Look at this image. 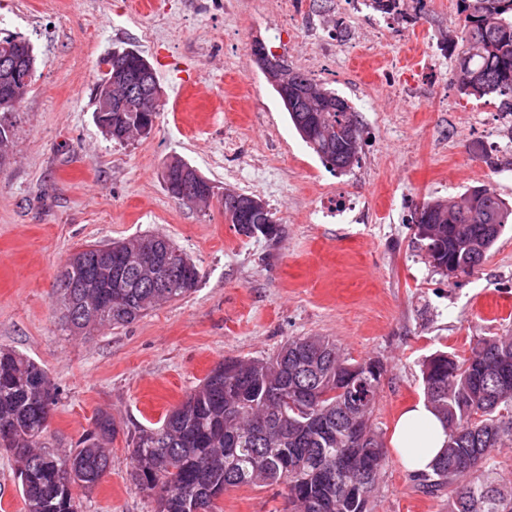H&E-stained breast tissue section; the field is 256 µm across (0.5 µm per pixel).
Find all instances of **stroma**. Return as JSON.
<instances>
[{"mask_svg":"<svg viewBox=\"0 0 512 512\" xmlns=\"http://www.w3.org/2000/svg\"><path fill=\"white\" fill-rule=\"evenodd\" d=\"M275 0H0V33L29 40L36 76L20 103L17 146L0 167V346L48 370L60 389L46 439L64 452L109 412L112 466L81 512H154L128 479V433L155 428L218 363L265 358L289 338L336 340L356 361L385 366L373 424L389 439L400 410L423 396L421 367L442 351L469 356L479 336L512 335V231L472 272L429 262L412 218L425 202L486 185L512 206V117L491 98L459 94L453 61L420 57L458 23L457 0H430L415 24L338 0H302L280 35ZM341 23L329 33L326 21ZM262 41L345 98L361 124L360 162L335 172L301 140L245 46ZM141 50L164 103L153 133L117 144L94 120L97 62ZM406 78L416 91L388 87ZM240 145L224 156L225 137ZM177 156L215 187L209 208L165 190ZM258 192L281 225L269 244L224 217L225 192ZM356 206L328 217L325 194ZM144 233L169 237L196 264L197 287L125 326L66 329L58 274L69 254ZM372 512H449L419 491L395 454ZM216 512H289L284 486L233 488Z\"/></svg>","mask_w":512,"mask_h":512,"instance_id":"35a3bbf8","label":"stroma"}]
</instances>
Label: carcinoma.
<instances>
[{
    "instance_id": "obj_1",
    "label": "carcinoma",
    "mask_w": 512,
    "mask_h": 512,
    "mask_svg": "<svg viewBox=\"0 0 512 512\" xmlns=\"http://www.w3.org/2000/svg\"><path fill=\"white\" fill-rule=\"evenodd\" d=\"M369 8L407 23L426 15V0H369ZM460 23L446 40L454 56L452 82L460 94L490 97L512 116V0H459ZM11 54L17 69L0 70V94L10 84L18 98L33 81L35 54L29 41L0 37V55ZM135 49L107 52L100 63L141 73L143 92L126 98L111 112L109 140L125 143L124 132L155 117L149 98L157 84L154 70L143 66ZM270 84H288L285 110L302 140L330 169L346 171L358 163L350 146L361 144L355 111L335 91L299 70L267 77ZM476 223H464L458 202L436 201L443 222L431 224L435 259L462 272L472 271L512 224V207L487 186L471 188ZM271 211H243L244 236L272 242L283 229L269 224ZM465 232L454 233L455 225ZM168 237L144 234L124 240L126 252L162 248ZM106 254L94 245L72 253L58 278L61 297L69 304L68 329L97 324L125 325L156 305L184 297L199 282L196 266L169 260V287L153 288L124 257L112 253V267L125 269L129 288L88 284L99 276ZM376 359L351 361L328 336H300L273 356L228 358L164 418L155 429H141L129 438L130 484L152 498L154 512H214L216 500L229 488L283 484L296 512H370L387 458L371 417L383 370ZM425 400L439 413L448 443L429 473L414 475L430 492L452 493L451 512H512V485L502 482L492 453L512 445V415L500 413L512 402V336H481L471 355L445 352L423 365ZM58 388L34 360L0 347V448L17 465L26 512H79L78 492L92 490L111 466L110 445L117 434L112 416L100 412L93 429L66 454L71 470L61 469V455L47 446L44 435Z\"/></svg>"
}]
</instances>
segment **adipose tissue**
Wrapping results in <instances>:
<instances>
[{
	"instance_id": "1",
	"label": "adipose tissue",
	"mask_w": 512,
	"mask_h": 512,
	"mask_svg": "<svg viewBox=\"0 0 512 512\" xmlns=\"http://www.w3.org/2000/svg\"><path fill=\"white\" fill-rule=\"evenodd\" d=\"M447 441L444 425L426 401L420 400L400 413L393 427L390 445L404 466L418 473L430 471Z\"/></svg>"
}]
</instances>
